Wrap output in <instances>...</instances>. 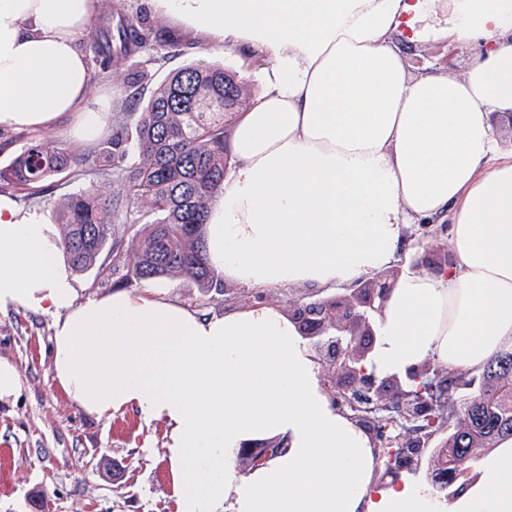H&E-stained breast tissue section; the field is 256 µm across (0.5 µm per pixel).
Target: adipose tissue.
Wrapping results in <instances>:
<instances>
[{
  "label": "adipose tissue",
  "mask_w": 512,
  "mask_h": 512,
  "mask_svg": "<svg viewBox=\"0 0 512 512\" xmlns=\"http://www.w3.org/2000/svg\"><path fill=\"white\" fill-rule=\"evenodd\" d=\"M99 0H0V128L75 116L94 141L78 37ZM214 46L260 55L262 94L229 134L233 170L203 226L225 279L261 291L333 288L392 266L408 225L447 221L454 261L404 266L363 365L405 379L484 367L512 344V0H145ZM443 33L464 72L410 73L395 36ZM52 316L54 377L98 419L131 409L166 427L173 512H512V440L454 501L378 452L338 412L297 325L255 302L209 316L151 292L79 300L60 235L0 195V312ZM285 449L240 471L242 449Z\"/></svg>",
  "instance_id": "obj_1"
}]
</instances>
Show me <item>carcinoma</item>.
<instances>
[{"label":"carcinoma","mask_w":512,"mask_h":512,"mask_svg":"<svg viewBox=\"0 0 512 512\" xmlns=\"http://www.w3.org/2000/svg\"><path fill=\"white\" fill-rule=\"evenodd\" d=\"M139 13L127 16L112 38L94 40L89 52L108 78L122 75L136 53L154 56L179 47L174 32L161 30L151 42ZM247 79L215 64L188 65L170 72L136 112L118 119L116 132L93 149L77 153L44 138L28 143L12 161L0 167V193L24 200L50 194L69 180L82 186L53 205L61 225V243L71 269L97 270L102 279L117 277L126 285L161 279H188L205 294L224 295V277L204 256L202 229L209 205L216 198L231 166L227 147L232 121L249 102ZM112 253V266L100 262ZM407 397L383 409V423L406 430L420 446L445 426L446 445L438 449L441 483L465 489L468 461L476 451L512 439V349L497 352L483 370L476 394L460 397L472 385L466 373L440 377L431 420L413 423L401 414L417 399L427 378H411Z\"/></svg>","instance_id":"carcinoma-1"}]
</instances>
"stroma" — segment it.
<instances>
[{
    "label": "stroma",
    "instance_id": "1",
    "mask_svg": "<svg viewBox=\"0 0 512 512\" xmlns=\"http://www.w3.org/2000/svg\"><path fill=\"white\" fill-rule=\"evenodd\" d=\"M100 17L89 38L102 37L107 25L125 15L146 14L159 27L171 18L147 13L143 0H100ZM184 44L166 58L139 66L112 81H94L92 98L101 100L107 117L134 95L149 97L155 84L187 64H223L260 86L259 68L234 49L215 47L203 34L183 29ZM448 36L422 41L401 39L410 69L432 67L461 74L468 61L463 48H450ZM146 69L148 82L134 85L132 73ZM52 319L32 312L0 313V358L20 372L24 391L16 403L0 404V449H9L7 468H0V512H32L30 501L43 496L49 512H172L173 484L165 458V426L145 422L135 411L99 420L77 408L50 369Z\"/></svg>",
    "mask_w": 512,
    "mask_h": 512
}]
</instances>
